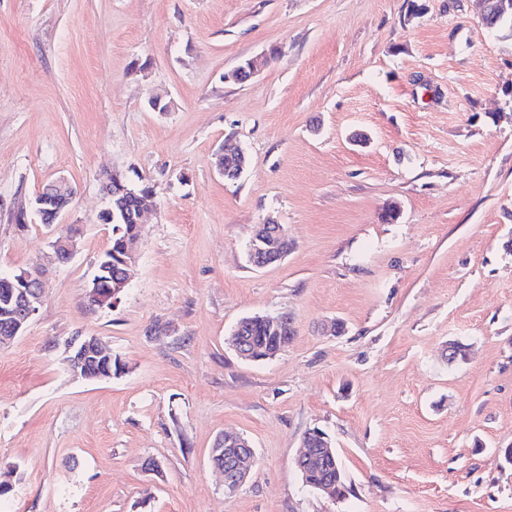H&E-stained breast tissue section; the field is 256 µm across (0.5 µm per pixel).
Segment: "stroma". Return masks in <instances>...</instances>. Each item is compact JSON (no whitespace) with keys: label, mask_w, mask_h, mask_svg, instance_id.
Returning <instances> with one entry per match:
<instances>
[{"label":"stroma","mask_w":512,"mask_h":512,"mask_svg":"<svg viewBox=\"0 0 512 512\" xmlns=\"http://www.w3.org/2000/svg\"><path fill=\"white\" fill-rule=\"evenodd\" d=\"M110 172L157 208L93 311ZM61 178L78 244L51 264L52 230L15 214ZM270 217L294 246L256 268ZM39 262L44 302L0 349V512H512V31L477 0H0V272ZM253 315L292 323L273 359L229 343ZM76 334L124 371L73 377ZM312 428L343 498L302 483ZM227 431L256 455L231 495L209 458ZM64 364L74 376L85 380L103 381L112 379V370L93 375L88 367L89 359H96L112 364V350L97 336L77 334L64 341Z\"/></svg>","instance_id":"stroma-1"}]
</instances>
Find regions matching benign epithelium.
<instances>
[{"label": "benign epithelium", "instance_id": "obj_1", "mask_svg": "<svg viewBox=\"0 0 512 512\" xmlns=\"http://www.w3.org/2000/svg\"><path fill=\"white\" fill-rule=\"evenodd\" d=\"M483 19L487 26L495 25L500 10L506 8V0H483ZM259 59H250L238 65L233 72L240 83L250 81L258 72ZM51 201L55 204V218H60L74 196V190L64 182L49 186ZM135 241H125L118 275H112V266L96 271L87 291L93 305L112 307L119 300V292L128 284V268L135 262ZM55 259L68 262L76 252V236L70 231L60 232L52 242ZM289 250L288 233L284 225L273 219L255 227L249 244L247 258L256 268H264L282 260ZM43 281L40 273L21 269L0 275V347L11 345L39 312L42 301ZM64 364L74 376L85 380L103 381L112 379V371L92 374L87 362L90 359L112 363V350L96 336L77 334L64 341ZM224 445V464L210 458L212 466L223 475L224 494L237 492L249 478L255 465V451L248 438L241 434L226 433L220 437ZM327 437L321 432H308L302 436V451L297 465L303 478H308L313 463L329 450Z\"/></svg>", "mask_w": 512, "mask_h": 512}]
</instances>
